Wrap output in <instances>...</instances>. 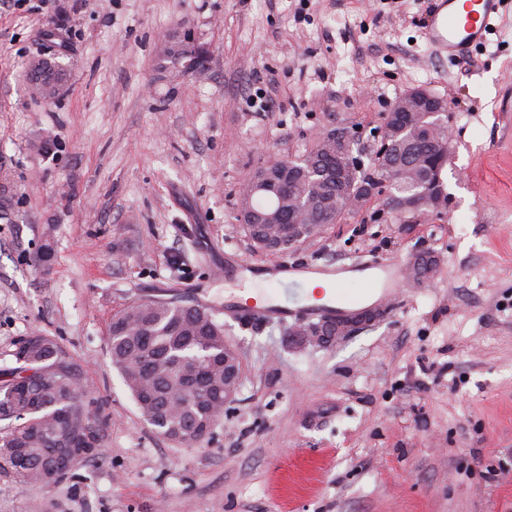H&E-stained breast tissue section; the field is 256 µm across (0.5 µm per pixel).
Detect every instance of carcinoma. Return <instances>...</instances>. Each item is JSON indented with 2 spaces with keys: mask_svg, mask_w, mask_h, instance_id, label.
<instances>
[{
  "mask_svg": "<svg viewBox=\"0 0 512 512\" xmlns=\"http://www.w3.org/2000/svg\"><path fill=\"white\" fill-rule=\"evenodd\" d=\"M165 53L193 73L199 61L193 56L188 35L165 48ZM36 93L38 81L62 74L58 64L43 58L29 63ZM391 160L377 155L360 174L389 181V191L406 193L420 182L422 169L413 158L434 156L437 145L427 122L418 115L390 134ZM312 165L282 158L267 166L268 174L291 162L298 169L289 193L281 195L288 223L274 230L288 243V230L297 226L324 229L337 224L351 210L346 200L361 193L354 180L342 182L338 173L350 162L336 153L314 147L305 153ZM265 193L241 184L239 210L260 211ZM301 224H296V220ZM28 352L18 343L15 366L0 369V474L21 486L50 488L68 472L46 478L53 464L51 449L69 448L80 437L93 440L82 461H101V421L90 414L84 401L82 378L69 357L49 336ZM113 366L134 399L142 417L157 432L183 447H198L208 439L203 421L224 414V323L218 313L192 301L145 300L135 302L112 317L108 337Z\"/></svg>",
  "mask_w": 512,
  "mask_h": 512,
  "instance_id": "cac0c4a2",
  "label": "carcinoma"
}]
</instances>
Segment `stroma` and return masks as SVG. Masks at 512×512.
<instances>
[{"instance_id":"obj_1","label":"stroma","mask_w":512,"mask_h":512,"mask_svg":"<svg viewBox=\"0 0 512 512\" xmlns=\"http://www.w3.org/2000/svg\"><path fill=\"white\" fill-rule=\"evenodd\" d=\"M434 0H40L0 6V369L53 337L105 420L106 460L51 488L0 476V512H512V6L468 60L435 52ZM190 33L196 80L165 57ZM65 72L41 99L28 63ZM443 99L449 199L431 217L383 196L294 252L254 250L242 175L315 147L364 143L409 90ZM46 263H39L43 248ZM375 322L326 347L285 322L225 320L237 397L202 446L141 416L109 353L112 316L148 299L224 311L247 272L360 256L408 263Z\"/></svg>"}]
</instances>
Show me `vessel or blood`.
<instances>
[{"label":"vessel or blood","instance_id":"1","mask_svg":"<svg viewBox=\"0 0 512 512\" xmlns=\"http://www.w3.org/2000/svg\"><path fill=\"white\" fill-rule=\"evenodd\" d=\"M503 0H436L425 29V39L441 55L466 54L486 42ZM318 267L280 263L267 271L272 291L248 301H229L226 316L252 322L308 317L341 319L356 311L383 303L395 296L402 279L400 265L375 258L368 262L341 264L330 269L326 296L311 293L307 285ZM351 277L363 278L361 293L345 292L341 284Z\"/></svg>","mask_w":512,"mask_h":512}]
</instances>
